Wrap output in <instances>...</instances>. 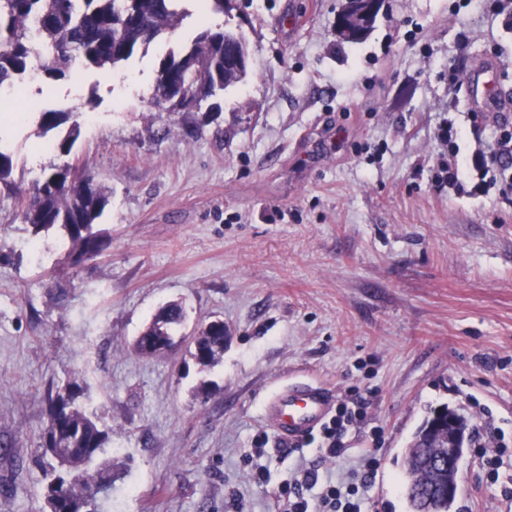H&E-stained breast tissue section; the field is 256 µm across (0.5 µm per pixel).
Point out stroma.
<instances>
[{"instance_id":"stroma-1","label":"stroma","mask_w":512,"mask_h":512,"mask_svg":"<svg viewBox=\"0 0 512 512\" xmlns=\"http://www.w3.org/2000/svg\"><path fill=\"white\" fill-rule=\"evenodd\" d=\"M342 3L235 0L210 14L209 26L243 36L248 74L218 95L220 111L166 112L150 104L158 64L200 27L197 0H184L175 34L109 73L53 82L51 109L80 124L65 157L42 133L36 90L0 104L17 184L68 162L111 194L106 249L72 268L0 185L7 512H49L38 448L48 395L69 382L122 467L99 512H277V489L320 454L282 453L263 414L294 380L370 394L368 428L322 471L350 481L376 448L373 512H410L402 453L444 404L473 432L453 512H512V203L472 194L468 175L460 192L436 180L449 100L463 166L498 122L512 125V27L478 0H385L370 35L346 43ZM486 65L498 68L496 100L475 123ZM170 301L187 328L223 320L217 366L134 351ZM487 442L505 449L494 479Z\"/></svg>"}]
</instances>
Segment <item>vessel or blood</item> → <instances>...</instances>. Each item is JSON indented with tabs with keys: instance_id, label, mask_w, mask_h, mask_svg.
Segmentation results:
<instances>
[{
	"instance_id": "obj_1",
	"label": "vessel or blood",
	"mask_w": 512,
	"mask_h": 512,
	"mask_svg": "<svg viewBox=\"0 0 512 512\" xmlns=\"http://www.w3.org/2000/svg\"><path fill=\"white\" fill-rule=\"evenodd\" d=\"M334 407L333 392L309 381L289 383L277 388L265 403V417L280 439L296 443L316 431Z\"/></svg>"
}]
</instances>
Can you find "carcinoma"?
<instances>
[{
    "instance_id": "obj_1",
    "label": "carcinoma",
    "mask_w": 512,
    "mask_h": 512,
    "mask_svg": "<svg viewBox=\"0 0 512 512\" xmlns=\"http://www.w3.org/2000/svg\"><path fill=\"white\" fill-rule=\"evenodd\" d=\"M181 0H0V87L11 85L31 67L34 45L29 22L38 24L45 49L40 69L50 81L80 69L105 71L129 60L142 46L174 30L185 12ZM188 43L170 51L159 63L151 105L166 108L164 90L180 84L185 95L208 100L242 81L248 67L235 59L249 58L243 37L233 31L205 26ZM346 42L366 38L357 21L336 29ZM43 132L58 135V148L71 152L80 135L79 123L69 112L48 110L40 115ZM13 156L0 149V184L11 185ZM93 175L69 164L53 165L42 179L18 194L23 222L33 235L60 233L69 241L68 263L76 267L102 253L106 247L99 221L110 203L99 185L90 187ZM185 311L178 303L160 308L136 338L135 349L144 355L156 346H177L200 370L218 365L224 354V331L212 326L195 335H178ZM80 387L69 383L48 402V423L40 448L51 456L58 475L47 487L50 512H97L96 494L112 487L118 472L112 461L94 466L109 440L108 433L77 403ZM431 418L419 426L406 448L402 465L411 512H450L453 502L433 488L456 481L457 470L438 465L447 455V435L429 433Z\"/></svg>"
}]
</instances>
